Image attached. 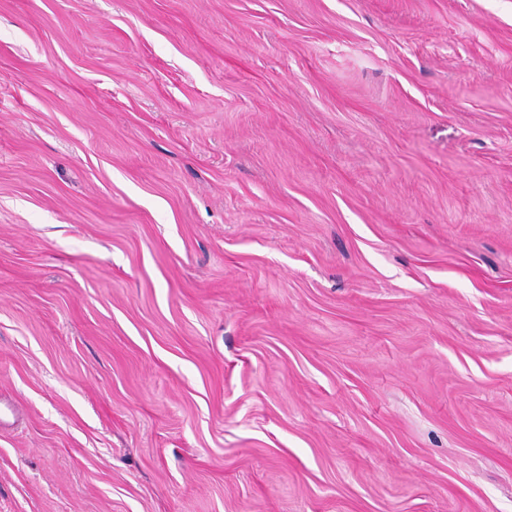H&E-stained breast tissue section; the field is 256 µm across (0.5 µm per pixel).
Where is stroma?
<instances>
[{"label":"stroma","mask_w":512,"mask_h":512,"mask_svg":"<svg viewBox=\"0 0 512 512\" xmlns=\"http://www.w3.org/2000/svg\"><path fill=\"white\" fill-rule=\"evenodd\" d=\"M0 512H512V0H0Z\"/></svg>","instance_id":"obj_1"}]
</instances>
